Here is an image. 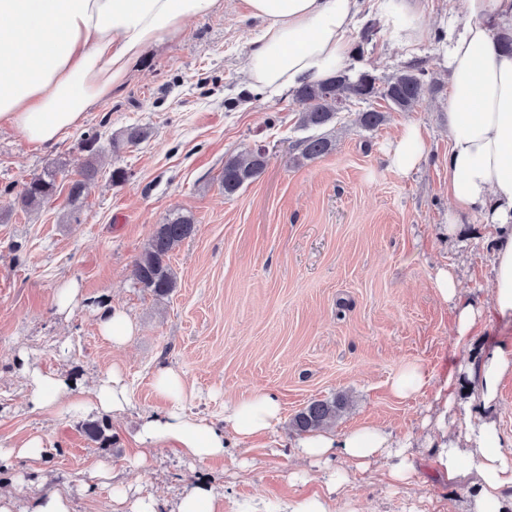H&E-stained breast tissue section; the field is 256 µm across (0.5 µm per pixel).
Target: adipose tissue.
Segmentation results:
<instances>
[{"instance_id": "obj_1", "label": "adipose tissue", "mask_w": 512, "mask_h": 512, "mask_svg": "<svg viewBox=\"0 0 512 512\" xmlns=\"http://www.w3.org/2000/svg\"><path fill=\"white\" fill-rule=\"evenodd\" d=\"M250 16L265 29L250 44L248 76L267 94L279 96L303 83L328 79L350 52L358 0H246ZM218 0H0V126L29 142L52 146L79 127L88 109L111 95L149 46L178 39L189 18L212 12ZM465 20L446 36L445 64L451 89L448 112L449 193L459 212L493 225L496 235L491 274L493 296L475 305L457 286L453 268L436 273V287L456 314L455 341H470L477 326L494 316H512V54L496 51L498 28L492 12L512 14V0H463ZM383 24L399 44L424 36L418 0H386ZM426 156L418 126H406L392 142L389 165L409 174ZM470 382L467 401L456 402V374L433 382L420 365L392 381L407 396L430 384L438 389L429 419L441 438L416 450L391 433L362 427L342 435L316 432L296 445L301 457L318 463L343 454L357 469L383 465L395 484L411 483L427 459L447 480L474 487L468 512H512V434L495 419L499 386L512 374V351H481L463 366ZM156 388L168 402L163 414L142 419L136 440L168 445L184 456L208 460L224 454L225 433L247 439L270 432L281 421L279 400L254 393L224 408V426L194 418L184 410L182 374L167 367ZM103 414L123 411L130 401L119 368L105 371L92 390ZM464 418L456 435L445 436L449 412Z\"/></svg>"}]
</instances>
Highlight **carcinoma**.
Returning a JSON list of instances; mask_svg holds the SVG:
<instances>
[{
  "label": "carcinoma",
  "instance_id": "carcinoma-1",
  "mask_svg": "<svg viewBox=\"0 0 512 512\" xmlns=\"http://www.w3.org/2000/svg\"><path fill=\"white\" fill-rule=\"evenodd\" d=\"M427 76L428 71L420 60L402 66L385 79L370 71L352 75L348 69L340 70L327 81L305 84L295 91V100L301 105L300 126L325 128L347 103L354 100L366 105L365 109L358 112L357 123L363 128H375L384 122L385 115L371 107V102L381 98L394 110L410 112L426 96L437 92ZM147 135V130L142 127H130L122 136L111 138L109 148L116 153L127 144H137L145 140ZM301 145L300 158L304 160L317 159L335 149V142L324 134L310 136ZM83 150L87 157L69 185L68 215L71 218L77 217L87 187L98 175V135H87ZM266 165V156L260 149L225 159L220 178L224 195L232 196L245 184L258 179L264 173ZM62 173L63 166L53 164L42 173L31 177L16 193L17 204L28 211L40 208L55 195L58 176ZM195 232L193 218L183 214L170 217L164 223L156 225L147 246L135 260L136 284L157 297L170 295L177 286L175 272L169 264L170 254ZM348 406L349 400L342 394L313 401L294 415L291 426L299 434L332 427ZM82 428L88 438L99 447L108 448L112 445V436L107 434L109 428L106 423L100 420L87 421L82 424Z\"/></svg>",
  "mask_w": 512,
  "mask_h": 512
}]
</instances>
